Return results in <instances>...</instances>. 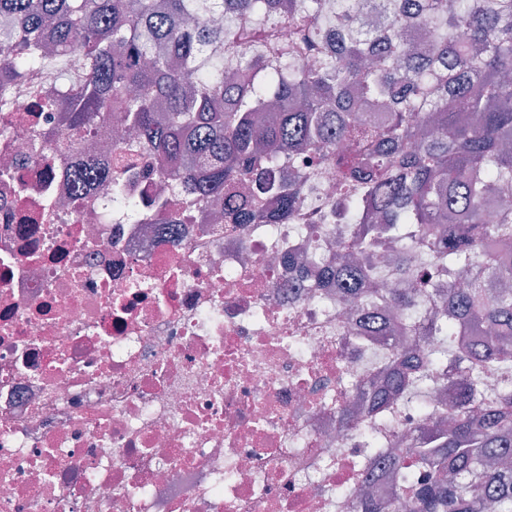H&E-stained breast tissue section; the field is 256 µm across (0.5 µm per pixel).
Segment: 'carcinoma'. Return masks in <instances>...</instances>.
Segmentation results:
<instances>
[{
  "label": "carcinoma",
  "mask_w": 512,
  "mask_h": 512,
  "mask_svg": "<svg viewBox=\"0 0 512 512\" xmlns=\"http://www.w3.org/2000/svg\"><path fill=\"white\" fill-rule=\"evenodd\" d=\"M352 18L377 8L378 32L329 29L322 0H0V113L13 111L8 88L28 72L49 73L71 54L82 73L63 94L31 90L34 112H54L72 141L116 123L136 135L113 166L131 168L141 151L169 191L192 205L228 193L243 200L237 224H282L299 208L301 178L283 179L284 161L305 154L336 166L341 195L336 223L359 252L336 274V290L381 312L383 328L415 341L383 358L365 392L368 417L385 419L410 403L425 417L448 418L413 448L429 469L408 474L396 496L414 512H512V0H342ZM232 11L246 26L286 20L299 29L302 55H319L286 74L261 57L224 78V61L204 48L232 33L207 17ZM435 26L428 58L411 47L409 29ZM381 110L361 119L357 104ZM352 143L335 152L338 139ZM75 189L107 186V206L128 197L122 175L82 164L66 169ZM274 195L278 217L250 200ZM162 224H182L166 195L149 200ZM396 245L392 264L406 287L382 288L372 262L382 239ZM469 270L461 285L431 294L427 273ZM428 339L421 352L416 345ZM453 361L463 376L459 397L432 409L425 400ZM493 373L501 386L483 384ZM367 492L357 512H389Z\"/></svg>",
  "instance_id": "carcinoma-1"
}]
</instances>
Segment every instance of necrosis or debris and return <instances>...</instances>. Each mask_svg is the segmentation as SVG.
<instances>
[{"label":"necrosis or debris","mask_w":512,"mask_h":512,"mask_svg":"<svg viewBox=\"0 0 512 512\" xmlns=\"http://www.w3.org/2000/svg\"><path fill=\"white\" fill-rule=\"evenodd\" d=\"M0 133V512H353L376 460L360 385L391 335L358 336L335 287L288 247L338 265L336 171L303 164L294 220L179 225L104 215L64 165ZM58 205L43 208L46 195ZM400 405L389 452L428 434Z\"/></svg>","instance_id":"necrosis-or-debris-1"}]
</instances>
